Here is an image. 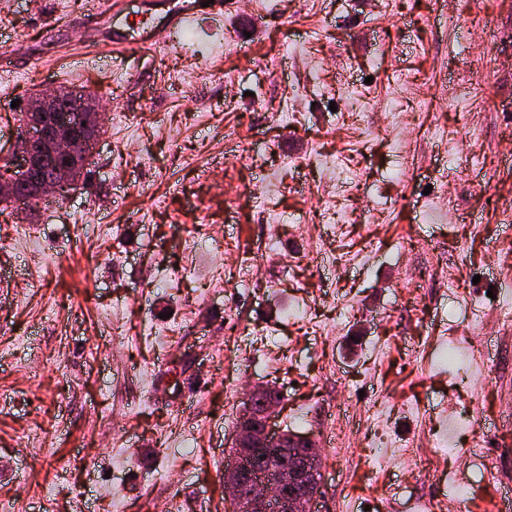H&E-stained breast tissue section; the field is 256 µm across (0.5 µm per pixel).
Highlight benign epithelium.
I'll return each mask as SVG.
<instances>
[{
    "label": "benign epithelium",
    "instance_id": "obj_1",
    "mask_svg": "<svg viewBox=\"0 0 512 512\" xmlns=\"http://www.w3.org/2000/svg\"><path fill=\"white\" fill-rule=\"evenodd\" d=\"M65 102L68 109L61 113L58 124H47L43 113L57 103ZM87 101L81 92L63 87L48 94L33 98L16 127L8 166L0 168V197L18 206L24 199L41 200L45 194L63 190L73 180L75 167L93 155L97 140L79 134L82 122L86 121ZM40 143L46 155L59 161L54 175L44 179L40 168L45 155L33 152L32 145ZM280 392L268 386L252 389L246 406L239 416L233 448V463L224 469V486L229 489L228 512H269L271 504L278 501L288 506V512H310L312 502L307 497H293L291 488L304 475L322 472V448L311 435H298L296 439L304 446L303 460L272 471V475L253 484L251 492L244 496L240 486L249 474L252 457L250 448L272 452L282 441L283 433H273L271 418L281 406Z\"/></svg>",
    "mask_w": 512,
    "mask_h": 512
}]
</instances>
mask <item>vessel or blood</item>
Segmentation results:
<instances>
[{"label": "vessel or blood", "instance_id": "b4317fda", "mask_svg": "<svg viewBox=\"0 0 512 512\" xmlns=\"http://www.w3.org/2000/svg\"><path fill=\"white\" fill-rule=\"evenodd\" d=\"M128 8V0H102L101 7L81 21L84 45L118 55L131 48L153 50L160 46L163 36L186 30L203 17H223L225 3L224 0H168L162 14L146 11L135 20L131 19Z\"/></svg>", "mask_w": 512, "mask_h": 512}]
</instances>
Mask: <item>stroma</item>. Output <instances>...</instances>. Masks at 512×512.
I'll return each instance as SVG.
<instances>
[{
	"instance_id": "1",
	"label": "stroma",
	"mask_w": 512,
	"mask_h": 512,
	"mask_svg": "<svg viewBox=\"0 0 512 512\" xmlns=\"http://www.w3.org/2000/svg\"><path fill=\"white\" fill-rule=\"evenodd\" d=\"M99 6L0 0V151L39 93L119 101L84 177L0 215V501L225 512L268 385L276 430L324 443L314 512H489L512 483V0H235L73 65ZM446 434L486 456L432 458Z\"/></svg>"
}]
</instances>
